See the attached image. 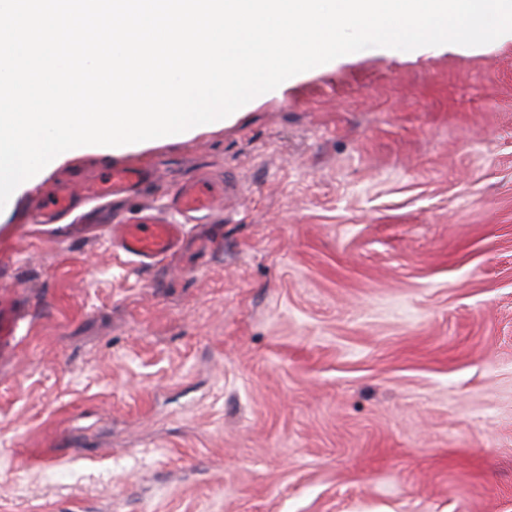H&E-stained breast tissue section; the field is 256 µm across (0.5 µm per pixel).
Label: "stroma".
Wrapping results in <instances>:
<instances>
[{"mask_svg": "<svg viewBox=\"0 0 512 512\" xmlns=\"http://www.w3.org/2000/svg\"><path fill=\"white\" fill-rule=\"evenodd\" d=\"M224 192L144 266L0 213V512H512V35L370 50L57 170Z\"/></svg>", "mask_w": 512, "mask_h": 512, "instance_id": "1", "label": "stroma"}]
</instances>
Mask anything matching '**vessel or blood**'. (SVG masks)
Instances as JSON below:
<instances>
[{
	"mask_svg": "<svg viewBox=\"0 0 512 512\" xmlns=\"http://www.w3.org/2000/svg\"><path fill=\"white\" fill-rule=\"evenodd\" d=\"M157 177L156 168L123 162L111 164L88 183H76L65 174L57 176L42 189L43 203L37 210L36 221L40 224L60 223L62 217L74 210L86 196L136 202L143 189ZM221 200V191L207 181L185 182L169 201L171 210L177 215L176 220L159 217L147 208L139 209L132 223L122 215L113 216V247L134 257L139 264H154L177 249L186 224L220 208Z\"/></svg>",
	"mask_w": 512,
	"mask_h": 512,
	"instance_id": "obj_1",
	"label": "vessel or blood"
}]
</instances>
